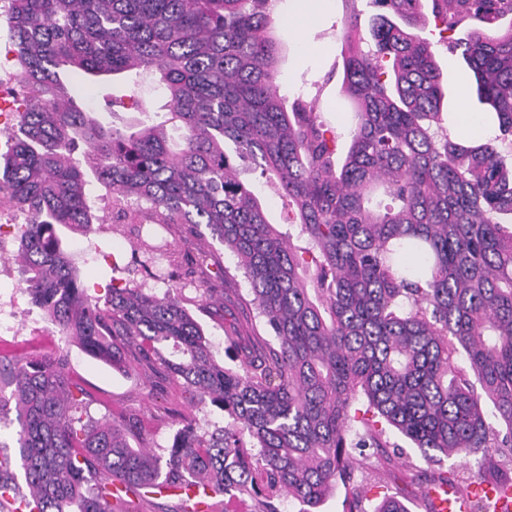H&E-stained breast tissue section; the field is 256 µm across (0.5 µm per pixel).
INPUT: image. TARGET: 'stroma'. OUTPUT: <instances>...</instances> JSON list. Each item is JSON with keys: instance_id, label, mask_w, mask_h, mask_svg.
Wrapping results in <instances>:
<instances>
[{"instance_id": "1", "label": "stroma", "mask_w": 512, "mask_h": 512, "mask_svg": "<svg viewBox=\"0 0 512 512\" xmlns=\"http://www.w3.org/2000/svg\"><path fill=\"white\" fill-rule=\"evenodd\" d=\"M292 7V0H274L272 10V34L282 43L276 73L279 93L288 98L292 95L293 87H305L303 104L313 106L329 127L341 130L351 110L349 100L341 92L343 62L340 33L346 5L344 0H330L324 11L306 12L305 26L301 31L305 46L301 49L295 46L281 22ZM424 35L433 44L444 85V111L483 113L485 107L477 102L475 94L471 92L467 69L459 55L450 52L447 45L440 41L434 26H427ZM69 94L80 106L84 105L86 95H93L96 117L119 128L162 111L165 103L164 97L158 96L147 82L134 85L103 80L83 85L75 80L71 83ZM41 330L49 334V343L33 347L21 342L14 343L7 351L8 357L68 351L70 372L80 377L99 399L98 404L91 408L94 418L104 419L121 412L136 413L143 422L144 445L152 448L171 446L178 426L163 416L166 405L163 395L147 387L140 376L111 368L86 355L49 322H42ZM388 439L397 448V460H387L385 455L372 448L354 449L358 464L352 480L347 484H337L320 505L319 512H343L346 497L357 488L363 492L364 512H373L385 497L394 494L402 496L408 512H426V477L450 469L467 472L472 478L481 475L512 480V462L508 460L485 469L478 467L475 457L462 454L428 460L396 432H389Z\"/></svg>"}]
</instances>
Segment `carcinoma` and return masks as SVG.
Listing matches in <instances>:
<instances>
[{
  "instance_id": "1",
  "label": "carcinoma",
  "mask_w": 512,
  "mask_h": 512,
  "mask_svg": "<svg viewBox=\"0 0 512 512\" xmlns=\"http://www.w3.org/2000/svg\"><path fill=\"white\" fill-rule=\"evenodd\" d=\"M373 3L383 9L373 43L355 16L342 30V91L355 112L339 158L335 131L279 94L271 0H14L4 24L25 107L0 155V195L29 213L17 254L31 301L83 352L161 393L173 383L227 420L201 425L169 408L181 425L172 446L135 448L140 419H94L67 353L0 357L26 485L3 477L10 457L0 453V503L142 512L183 488L180 512H196L186 490L197 486L209 491L207 512L224 496L252 499L253 512H278L288 496L313 512L351 479V449L387 448L374 424L350 438L360 396L428 459L512 456V173L495 144L449 136L421 0ZM432 16L442 33L482 23L448 48L506 142L512 29L501 21L512 0H432ZM133 70L162 89L159 122L128 133L73 107V75ZM243 162L288 197L304 245L270 221ZM92 179L112 196V231L179 228L168 240L137 233L131 277H112L104 300L82 288L58 232L97 221ZM202 225L237 258L248 330L237 302L213 300L230 271L189 254ZM179 263L185 281L153 286ZM187 287L228 323L234 367L216 360Z\"/></svg>"
}]
</instances>
